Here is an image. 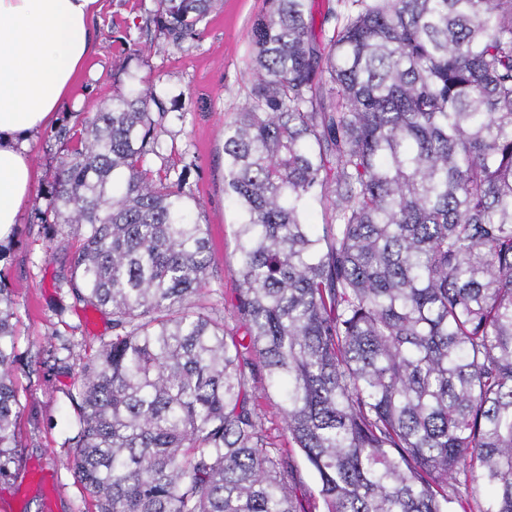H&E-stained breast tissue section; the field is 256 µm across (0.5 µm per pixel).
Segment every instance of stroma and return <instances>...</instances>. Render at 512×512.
Returning a JSON list of instances; mask_svg holds the SVG:
<instances>
[{
  "label": "stroma",
  "mask_w": 512,
  "mask_h": 512,
  "mask_svg": "<svg viewBox=\"0 0 512 512\" xmlns=\"http://www.w3.org/2000/svg\"><path fill=\"white\" fill-rule=\"evenodd\" d=\"M95 20L97 42L75 78L65 112L93 110L108 101L115 79L156 84L166 96L168 111L155 131L161 161L184 172L185 189L199 204L201 223L209 227L213 275L198 299L216 310L226 327L244 335L235 308L236 230L239 209L224 194V125L239 112L249 90L251 29L266 9V0H218L200 26V38L187 50L173 48L162 35L150 47L135 50L141 19L152 13L156 0H99ZM62 147L53 128L36 135L31 160L37 181L24 203L12 242L0 259V280L10 289L17 314L16 369L20 417L17 454L19 472L0 477V504L11 512H85L89 496L68 466L70 438L77 432V415L68 399L76 372L51 367L58 336H75L87 350L98 348L112 334L110 315L76 303L60 292L57 275L65 262L62 238L50 237L54 217L48 189ZM261 422L289 463V478L300 512H324L318 479L283 430L278 395L255 388Z\"/></svg>",
  "instance_id": "35a3bbf8"
}]
</instances>
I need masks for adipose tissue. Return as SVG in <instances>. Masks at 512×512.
Segmentation results:
<instances>
[{
    "mask_svg": "<svg viewBox=\"0 0 512 512\" xmlns=\"http://www.w3.org/2000/svg\"><path fill=\"white\" fill-rule=\"evenodd\" d=\"M98 0H0V241L35 171L28 141L52 124L89 55Z\"/></svg>",
    "mask_w": 512,
    "mask_h": 512,
    "instance_id": "obj_1",
    "label": "adipose tissue"
}]
</instances>
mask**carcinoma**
Instances as JSON below:
<instances>
[{
	"label": "carcinoma",
	"instance_id": "carcinoma-1",
	"mask_svg": "<svg viewBox=\"0 0 512 512\" xmlns=\"http://www.w3.org/2000/svg\"><path fill=\"white\" fill-rule=\"evenodd\" d=\"M214 2L158 0L141 30L189 47ZM267 5L224 129L249 343L197 304L209 229L184 173L153 174L157 85L55 131L58 288L114 331L68 393L87 512H298L257 382L325 512H512V0H336L322 46L312 0ZM15 319L0 281V475Z\"/></svg>",
	"mask_w": 512,
	"mask_h": 512
}]
</instances>
